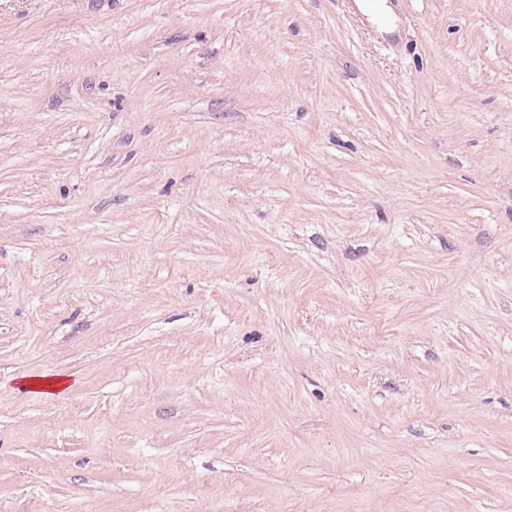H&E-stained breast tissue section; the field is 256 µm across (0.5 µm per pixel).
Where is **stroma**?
Here are the masks:
<instances>
[{
  "mask_svg": "<svg viewBox=\"0 0 512 512\" xmlns=\"http://www.w3.org/2000/svg\"><path fill=\"white\" fill-rule=\"evenodd\" d=\"M389 2L0 0V512H512V0ZM70 377L60 374L44 375L32 379H25L20 382V388L27 391L46 390L53 394H64L70 389Z\"/></svg>",
  "mask_w": 512,
  "mask_h": 512,
  "instance_id": "1",
  "label": "stroma"
}]
</instances>
